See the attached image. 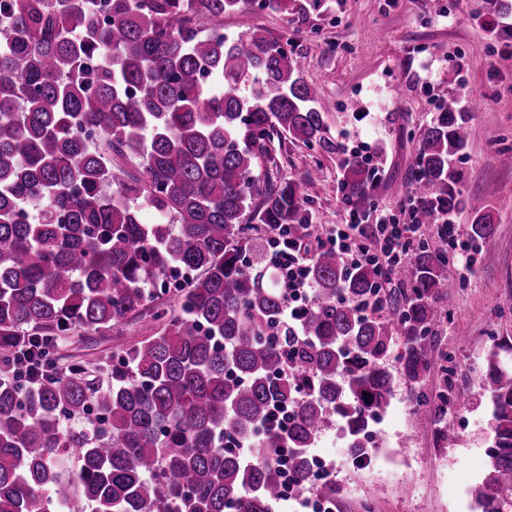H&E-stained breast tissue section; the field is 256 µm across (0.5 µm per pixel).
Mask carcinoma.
I'll list each match as a JSON object with an SVG mask.
<instances>
[{"instance_id":"carcinoma-1","label":"carcinoma","mask_w":512,"mask_h":512,"mask_svg":"<svg viewBox=\"0 0 512 512\" xmlns=\"http://www.w3.org/2000/svg\"><path fill=\"white\" fill-rule=\"evenodd\" d=\"M290 2L0 0V512H52L75 486L90 512H275L283 448L297 481L334 499L310 467L320 435L338 431L369 457V421L390 408L396 378L414 388L453 361L434 327L455 273L426 241L402 271L409 287L369 312L376 270L317 250L303 333L282 318V275L252 222L301 241L311 221L300 183L257 167L275 134L323 145L329 105L282 39L215 31L226 12ZM468 139L450 93L419 135L409 193L416 223L466 211L471 240L486 242L492 213L458 189ZM114 157L137 159L139 175ZM341 171L352 209L373 208L377 169L353 155ZM178 271L190 274L178 302L153 313L160 331L124 349L112 381L58 367V339L123 335ZM22 338L42 362L33 389L14 377ZM506 354L512 340L494 343L480 376L492 413L487 471L471 489L482 512H512ZM462 400L449 379L411 417L434 419L453 448L444 418Z\"/></svg>"}]
</instances>
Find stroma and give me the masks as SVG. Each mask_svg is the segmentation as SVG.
Returning <instances> with one entry per match:
<instances>
[{
  "label": "stroma",
  "mask_w": 512,
  "mask_h": 512,
  "mask_svg": "<svg viewBox=\"0 0 512 512\" xmlns=\"http://www.w3.org/2000/svg\"><path fill=\"white\" fill-rule=\"evenodd\" d=\"M298 0L288 12L256 8L224 17V31L246 28L288 36L289 50L305 60L304 79L332 104L325 121L329 148L274 138L261 169L282 180H301L308 197L311 236L343 223L348 207L340 163L357 145L370 144L379 174L375 207L400 215L415 167L418 137L433 120L437 101L456 93L469 114L470 135L457 166L464 196L489 205L496 232L469 279L458 281L449 321L438 325L444 349L456 364V383L468 403L448 424L456 447H439L433 422H413L410 387L398 383L379 436L380 451L352 464L336 435H321L315 452L332 457L331 479L347 497L334 512H469L463 496L484 475L491 415L482 395L481 360L496 336H512V38L491 39L489 27L512 23V10H492L487 0ZM459 75L449 84V70ZM149 316L130 320L123 336H67L58 341V364L100 366L109 378L112 357L150 335Z\"/></svg>",
  "instance_id": "35a3bbf8"
}]
</instances>
